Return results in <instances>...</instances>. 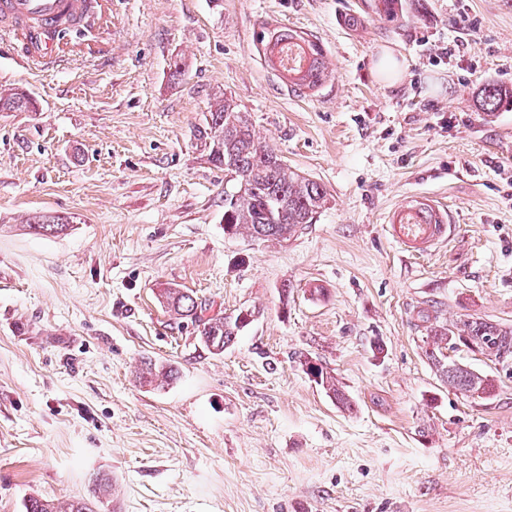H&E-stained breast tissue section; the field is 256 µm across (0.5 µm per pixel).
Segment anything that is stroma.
<instances>
[{
  "instance_id": "stroma-1",
  "label": "stroma",
  "mask_w": 512,
  "mask_h": 512,
  "mask_svg": "<svg viewBox=\"0 0 512 512\" xmlns=\"http://www.w3.org/2000/svg\"><path fill=\"white\" fill-rule=\"evenodd\" d=\"M98 2L51 67L0 41V92L35 102L0 112V512H512V364L461 349L498 389L456 392L419 316L512 326V105L478 102L512 87V0ZM265 26L318 41L327 80L291 88ZM224 96L330 195L290 239L224 233V172L192 136ZM418 201L452 231L414 254L391 223ZM168 284L258 315L212 354ZM147 358L178 379L137 383ZM508 97L512 99V87L487 84L481 89L482 109L484 112H496L501 103ZM313 364L316 365L315 369L316 376L318 378L317 382L323 387L328 396L333 397L338 404L342 405V407H345L346 409H351L352 405L350 399L348 398L342 387L339 385V382L336 380V377L329 371H324L322 365L314 363L311 360H308V358L304 359L306 371H308V369L314 368ZM24 512H95L96 507L85 500L55 504L49 500L29 497L23 504Z\"/></svg>"
}]
</instances>
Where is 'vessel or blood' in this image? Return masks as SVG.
Wrapping results in <instances>:
<instances>
[{
	"instance_id": "obj_1",
	"label": "vessel or blood",
	"mask_w": 512,
	"mask_h": 512,
	"mask_svg": "<svg viewBox=\"0 0 512 512\" xmlns=\"http://www.w3.org/2000/svg\"><path fill=\"white\" fill-rule=\"evenodd\" d=\"M85 0H0V39H23L27 57L35 62L51 58L54 51L52 33L67 20L79 19ZM396 235L405 243L420 247L441 236V224H398Z\"/></svg>"
}]
</instances>
